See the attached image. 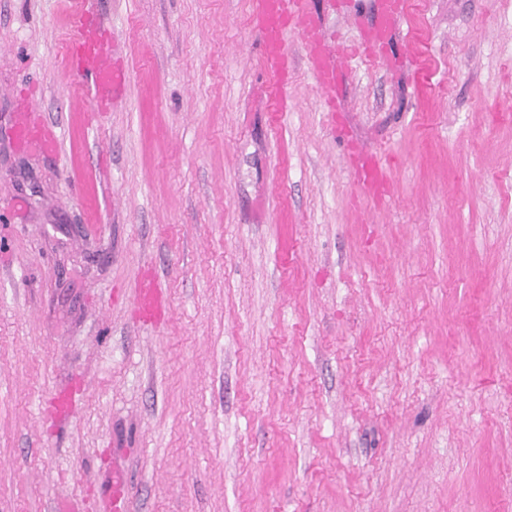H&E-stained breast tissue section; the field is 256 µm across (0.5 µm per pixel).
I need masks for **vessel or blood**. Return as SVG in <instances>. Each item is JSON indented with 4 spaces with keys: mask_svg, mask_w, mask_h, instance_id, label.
<instances>
[{
    "mask_svg": "<svg viewBox=\"0 0 512 512\" xmlns=\"http://www.w3.org/2000/svg\"><path fill=\"white\" fill-rule=\"evenodd\" d=\"M381 20L371 32L372 40L386 37L389 30L407 15L406 0H379ZM71 48L75 55L71 68L76 78L88 89V98L98 110H107L112 97L125 89L129 74L117 64L109 51L108 40L92 10L80 8L73 15ZM252 25L260 44L261 59L265 70L277 84L288 79L289 51L285 41L287 32H294L307 56L311 71L320 91L336 88L339 56L326 45L317 30L313 0H254ZM20 146L38 144L50 154L56 153L58 139L52 125L42 122L32 114H24L15 129ZM358 186L375 198H383L387 186L375 157L359 154ZM137 305L144 318H153L160 306V294L155 281L141 284Z\"/></svg>",
    "mask_w": 512,
    "mask_h": 512,
    "instance_id": "obj_1",
    "label": "vessel or blood"
}]
</instances>
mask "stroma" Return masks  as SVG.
<instances>
[{
  "label": "stroma",
  "instance_id": "1",
  "mask_svg": "<svg viewBox=\"0 0 512 512\" xmlns=\"http://www.w3.org/2000/svg\"><path fill=\"white\" fill-rule=\"evenodd\" d=\"M91 8L105 112L64 0H0V512H512V0H409L373 61L376 0H318L332 111L252 0ZM73 15V39L75 51L71 68L75 77L88 89V99L99 111L109 108L112 95L125 89L129 74L117 64L110 54L108 40L92 10L85 9L86 2ZM15 138L20 146L39 144L47 153H57L58 139L54 126L42 122L29 112L23 114L21 121L16 126ZM358 169V186L362 192L377 199L387 193V186L382 177L379 162L373 156L361 153L356 165ZM137 305L147 320L155 316L160 306V294L154 279L141 284L137 294Z\"/></svg>",
  "mask_w": 512,
  "mask_h": 512
}]
</instances>
